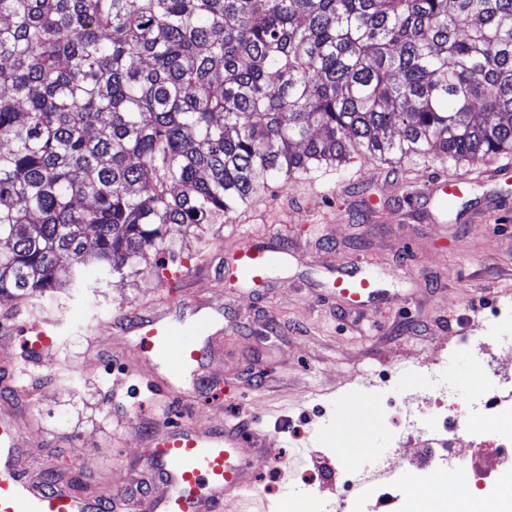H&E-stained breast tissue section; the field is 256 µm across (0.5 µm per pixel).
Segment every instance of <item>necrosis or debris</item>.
<instances>
[{
  "label": "necrosis or debris",
  "instance_id": "1",
  "mask_svg": "<svg viewBox=\"0 0 512 512\" xmlns=\"http://www.w3.org/2000/svg\"><path fill=\"white\" fill-rule=\"evenodd\" d=\"M443 407L448 411V433L429 448H401L387 461L383 474L390 477L384 493L368 512L383 506L400 505V496L394 495V485L405 475L424 472L430 480L454 479L459 475L462 462L473 461V474L482 480L498 479L505 469L512 467V387L481 395L465 402L457 401L446 388H439L416 407L409 416V423L421 427L428 422L432 408ZM474 429H489L494 439L491 450L475 455L470 438L459 435L458 425Z\"/></svg>",
  "mask_w": 512,
  "mask_h": 512
}]
</instances>
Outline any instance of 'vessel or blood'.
Listing matches in <instances>:
<instances>
[{"mask_svg": "<svg viewBox=\"0 0 512 512\" xmlns=\"http://www.w3.org/2000/svg\"><path fill=\"white\" fill-rule=\"evenodd\" d=\"M470 183L466 174H441L432 179L430 187L445 197L460 199ZM274 262L273 256L243 236L224 277L257 285L265 280L266 270ZM335 287L352 304L378 294L356 268L339 271ZM215 323V313L201 307L184 318L152 304L123 324L125 333L139 339L144 365L165 372L164 377L146 379V390L161 394L183 380L203 359L201 344L211 336ZM345 418L352 438L363 439L374 431L362 407H353ZM34 439V433L24 431L15 419L0 417V512H102L103 500L77 493L64 482L44 489L25 471L22 459ZM275 455L274 443L264 431L237 426L200 428L185 414L165 422L144 450L145 468L159 485V492L134 502L118 494L114 508L116 512L129 507L134 512H224L228 504L243 502L254 490V458L271 459Z\"/></svg>", "mask_w": 512, "mask_h": 512, "instance_id": "b4317fda", "label": "vessel or blood"}]
</instances>
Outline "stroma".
<instances>
[{"label": "stroma", "mask_w": 512, "mask_h": 512, "mask_svg": "<svg viewBox=\"0 0 512 512\" xmlns=\"http://www.w3.org/2000/svg\"><path fill=\"white\" fill-rule=\"evenodd\" d=\"M491 165L509 171L473 182L451 208L399 204L422 197L440 169L477 174ZM236 226L284 260L260 287L224 283L219 266L232 258ZM182 248L185 262L210 252L221 262L165 290L145 276L95 269L82 285L38 301L51 344L30 371L42 384L30 397L0 399V414L17 412L38 435L24 456L37 479L56 471L90 492L144 484L143 450L168 400L146 403L131 373L140 348L118 324L161 292L181 305L223 308L189 414L204 427L266 431L287 479L260 469L258 491L282 505L303 486L352 503L349 466L377 465L413 436L402 427L409 398L432 390L422 361L437 362L461 401L475 394L472 372L490 387L508 371H479L478 360L512 345V155L444 167L356 156L315 179L271 186L220 234L198 233ZM353 265L373 275L382 299L344 305L334 280ZM359 400L377 437L321 439L319 429L341 428Z\"/></svg>", "instance_id": "obj_1"}]
</instances>
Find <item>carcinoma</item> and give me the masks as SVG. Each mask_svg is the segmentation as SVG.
<instances>
[{"instance_id": "obj_1", "label": "carcinoma", "mask_w": 512, "mask_h": 512, "mask_svg": "<svg viewBox=\"0 0 512 512\" xmlns=\"http://www.w3.org/2000/svg\"><path fill=\"white\" fill-rule=\"evenodd\" d=\"M353 154L511 155L512 0H0V297L158 276Z\"/></svg>"}]
</instances>
